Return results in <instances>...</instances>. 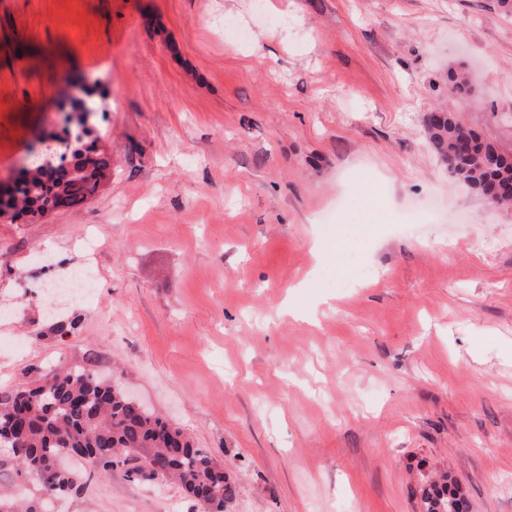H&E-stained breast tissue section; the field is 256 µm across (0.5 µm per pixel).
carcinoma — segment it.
<instances>
[{"label":"carcinoma","mask_w":512,"mask_h":512,"mask_svg":"<svg viewBox=\"0 0 512 512\" xmlns=\"http://www.w3.org/2000/svg\"><path fill=\"white\" fill-rule=\"evenodd\" d=\"M432 150L448 171L473 193L512 205V155L498 151L453 111L438 108L426 127ZM498 153L493 168L484 155ZM100 180L73 174L60 157L56 163L21 169L14 187L0 190V207L36 216L73 208L92 197ZM0 447L11 450L17 466L41 486V498L0 496L6 512H50L49 504L76 487V474L59 465L71 456L90 465L88 477L117 466L147 480L174 481L204 509L224 512L235 497L224 467L196 448L191 439L163 417L144 409L116 385L97 380L81 367L52 372L31 389L0 396ZM425 512H448V488L423 494Z\"/></svg>","instance_id":"obj_1"}]
</instances>
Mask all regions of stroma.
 I'll return each instance as SVG.
<instances>
[{"mask_svg":"<svg viewBox=\"0 0 512 512\" xmlns=\"http://www.w3.org/2000/svg\"><path fill=\"white\" fill-rule=\"evenodd\" d=\"M76 76L112 172L80 207L0 216V393L61 366L117 381L223 464L227 512H421L440 473L468 512H512V209L426 140L446 100L512 154V16L0 0V178L63 128ZM87 260L89 293L47 309ZM57 506L201 512L122 468Z\"/></svg>","mask_w":512,"mask_h":512,"instance_id":"stroma-1","label":"stroma"}]
</instances>
